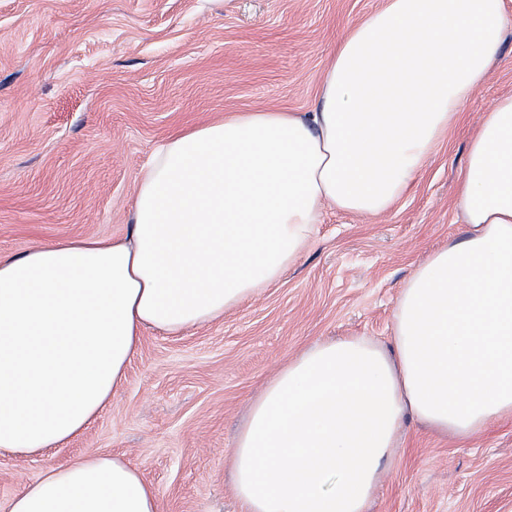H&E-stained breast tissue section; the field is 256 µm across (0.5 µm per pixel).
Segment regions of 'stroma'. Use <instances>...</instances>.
Instances as JSON below:
<instances>
[{"instance_id": "35a3bbf8", "label": "stroma", "mask_w": 512, "mask_h": 512, "mask_svg": "<svg viewBox=\"0 0 512 512\" xmlns=\"http://www.w3.org/2000/svg\"><path fill=\"white\" fill-rule=\"evenodd\" d=\"M383 0H0V254L129 230L139 169L164 138L270 107L310 112L348 27ZM512 93V34L489 80L389 212H326L275 283L216 322L145 330L87 428L43 454H0V503L50 466L122 457L159 512H244L232 451L265 382L313 343L388 344L399 294L464 227L469 140ZM367 512H512V419L469 439L408 418Z\"/></svg>"}]
</instances>
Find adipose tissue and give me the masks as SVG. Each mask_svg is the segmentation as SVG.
<instances>
[{
	"label": "adipose tissue",
	"instance_id": "1",
	"mask_svg": "<svg viewBox=\"0 0 512 512\" xmlns=\"http://www.w3.org/2000/svg\"><path fill=\"white\" fill-rule=\"evenodd\" d=\"M512 0H385L329 57L314 111L226 113L167 137L129 233L0 255V452L38 454L110 401L144 330L222 318L299 259L324 208L387 212L490 77ZM465 226L396 303L390 348L312 344L253 400L233 449L245 512H366L412 416L459 439L512 417V94L472 134ZM0 512H158L122 459L49 467Z\"/></svg>",
	"mask_w": 512,
	"mask_h": 512
}]
</instances>
